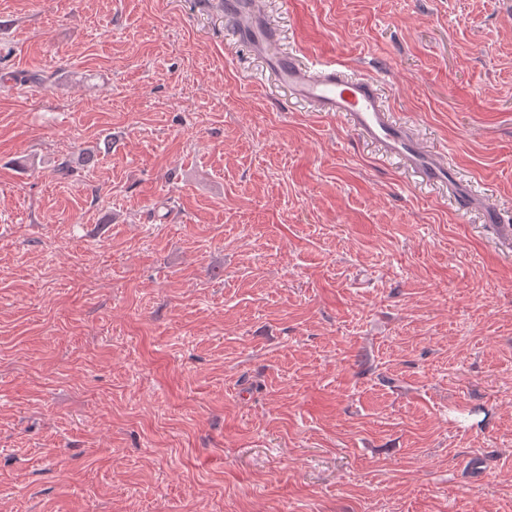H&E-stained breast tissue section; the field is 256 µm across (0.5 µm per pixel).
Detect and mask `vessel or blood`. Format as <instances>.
Wrapping results in <instances>:
<instances>
[{"label": "vessel or blood", "mask_w": 512, "mask_h": 512, "mask_svg": "<svg viewBox=\"0 0 512 512\" xmlns=\"http://www.w3.org/2000/svg\"><path fill=\"white\" fill-rule=\"evenodd\" d=\"M224 13L237 24L240 39L267 63L290 95L317 111L342 115L352 130L376 144L384 154L399 157L422 180L449 183L454 174L447 162L426 149L387 111L377 83L369 77H350L336 66L320 69L303 65L281 46L277 29L268 20L262 0H224ZM485 222L494 239L512 246V224L499 207L486 206Z\"/></svg>", "instance_id": "b4317fda"}]
</instances>
